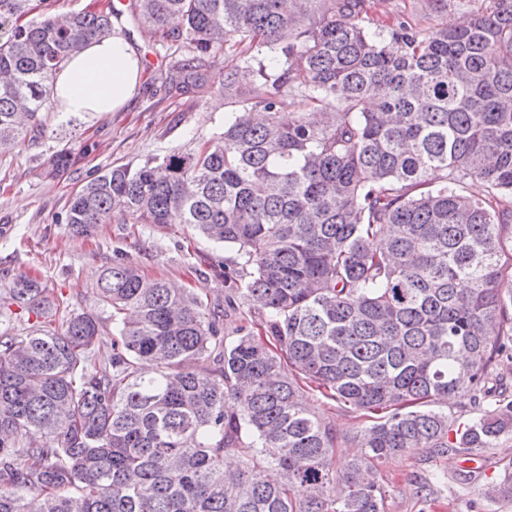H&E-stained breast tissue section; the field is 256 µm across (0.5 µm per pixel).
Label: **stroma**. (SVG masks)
Instances as JSON below:
<instances>
[{"label":"stroma","mask_w":512,"mask_h":512,"mask_svg":"<svg viewBox=\"0 0 512 512\" xmlns=\"http://www.w3.org/2000/svg\"><path fill=\"white\" fill-rule=\"evenodd\" d=\"M489 0H369L371 24L405 22L429 32L467 23ZM120 32L135 43L145 60L140 86L120 111L66 121L50 114L44 133L13 150L0 153V304L13 278L27 274L39 279L51 297L67 298L71 309L100 322L95 359L108 364L112 356L109 308L98 304L94 288L114 260L129 258L142 274L159 278L199 295L210 305L224 303V279L215 268L227 250L202 239L184 224H128L114 217L95 225L89 236H72L57 223L69 196L88 176L114 165L142 164L177 152L195 150L215 141L224 131L229 107L217 79L239 51L225 45L201 60L202 73L212 83L193 96L166 93L162 80L185 54L182 47L159 41L123 15ZM91 152H83L84 144ZM69 150L74 162L58 176H44L47 159ZM305 396L314 410L330 421L339 450L333 469L343 473L356 452L353 438L367 426L366 418L344 412L336 401L316 391ZM464 454L449 452L432 459L413 451L384 462L380 479L389 490L386 512H512V500L487 497L485 488L504 468H512V436L501 438L484 453L481 470L464 466ZM427 484L432 501L421 503L417 484Z\"/></svg>","instance_id":"obj_1"}]
</instances>
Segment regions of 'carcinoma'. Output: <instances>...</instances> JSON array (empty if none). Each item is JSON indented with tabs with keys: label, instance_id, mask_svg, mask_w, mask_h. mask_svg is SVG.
I'll return each mask as SVG.
<instances>
[{
	"label": "carcinoma",
	"instance_id": "carcinoma-1",
	"mask_svg": "<svg viewBox=\"0 0 512 512\" xmlns=\"http://www.w3.org/2000/svg\"><path fill=\"white\" fill-rule=\"evenodd\" d=\"M28 2L0 0L1 149L44 132L57 70L120 15L42 0L25 22ZM132 16L186 47L164 79L183 93L207 85L200 56L243 45L219 77L235 111L195 152L108 168L57 223L85 236L121 210L190 226L233 253L227 309L120 258L95 288L109 364L92 363L86 313L1 335L0 512H26L25 490L42 512H386L383 462L512 435V402L451 444L438 408L486 398L512 343V0L430 33L366 25V0H134ZM292 89L319 107L286 111ZM69 162L60 151L45 174ZM9 295L64 304L29 275ZM301 380L371 418L340 477ZM491 494L512 499V468Z\"/></svg>",
	"mask_w": 512,
	"mask_h": 512
}]
</instances>
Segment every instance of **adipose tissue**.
Listing matches in <instances>:
<instances>
[{"instance_id":"adipose-tissue-1","label":"adipose tissue","mask_w":512,"mask_h":512,"mask_svg":"<svg viewBox=\"0 0 512 512\" xmlns=\"http://www.w3.org/2000/svg\"><path fill=\"white\" fill-rule=\"evenodd\" d=\"M142 72L140 53L122 34L90 41L57 73L53 106L63 116L119 111L132 98Z\"/></svg>"}]
</instances>
